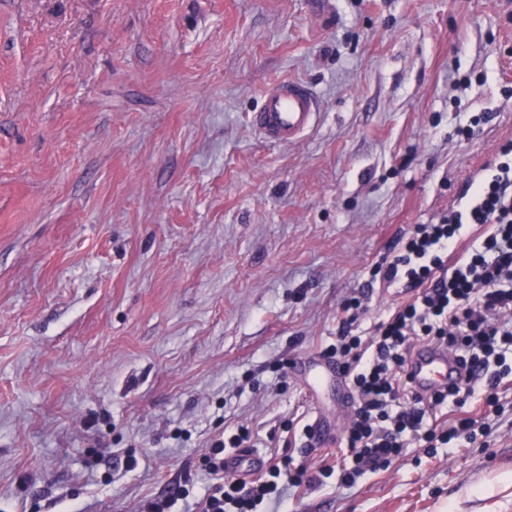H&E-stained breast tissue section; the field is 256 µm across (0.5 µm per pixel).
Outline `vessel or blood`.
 Masks as SVG:
<instances>
[{
  "label": "vessel or blood",
  "instance_id": "obj_1",
  "mask_svg": "<svg viewBox=\"0 0 512 512\" xmlns=\"http://www.w3.org/2000/svg\"><path fill=\"white\" fill-rule=\"evenodd\" d=\"M319 115L318 98L312 88L300 81L283 79L264 91L262 105L253 113L251 123L264 142L288 145L302 139ZM409 371L416 389L428 393L454 386L463 374L446 348L426 344L414 349ZM264 464V459L251 450L224 457L225 473L235 477L259 472Z\"/></svg>",
  "mask_w": 512,
  "mask_h": 512
}]
</instances>
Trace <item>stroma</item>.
Instances as JSON below:
<instances>
[{"label": "stroma", "instance_id": "35a3bbf8", "mask_svg": "<svg viewBox=\"0 0 512 512\" xmlns=\"http://www.w3.org/2000/svg\"><path fill=\"white\" fill-rule=\"evenodd\" d=\"M308 83L288 146L249 122ZM512 0H0V512H141L248 423L353 412L295 359L405 298L372 277L512 139ZM480 116L471 140L459 125ZM485 446L423 449L288 512H505L512 383ZM137 464L127 467L128 453ZM319 103L312 88L300 81L283 79L263 93L261 108L252 115L260 138L272 145L294 144L315 126Z\"/></svg>", "mask_w": 512, "mask_h": 512}]
</instances>
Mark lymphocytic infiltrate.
I'll use <instances>...</instances> for the list:
<instances>
[{
  "instance_id": "f902f5d3",
  "label": "lymphocytic infiltrate",
  "mask_w": 512,
  "mask_h": 512,
  "mask_svg": "<svg viewBox=\"0 0 512 512\" xmlns=\"http://www.w3.org/2000/svg\"><path fill=\"white\" fill-rule=\"evenodd\" d=\"M464 194L468 204L441 223L416 225L376 266L382 281L403 282L409 298L377 324L373 336L364 340L352 333L365 312L360 299L342 306L336 342L327 351L350 382L354 418L333 462L314 469L288 455L257 478L226 476L225 455L251 445V430L240 424L207 448L209 482L202 495L192 496L182 486L175 495L149 502L145 512H171L180 500L190 503L185 512H265L285 490L335 474L342 485L353 486L365 473L388 468L414 443L473 448L489 438L490 418L502 411L500 387L512 377L511 140ZM461 250L465 261L449 266V256ZM419 342L448 348L469 366V376L445 391L416 392L408 362ZM448 404L456 414L437 429L432 420Z\"/></svg>"
}]
</instances>
